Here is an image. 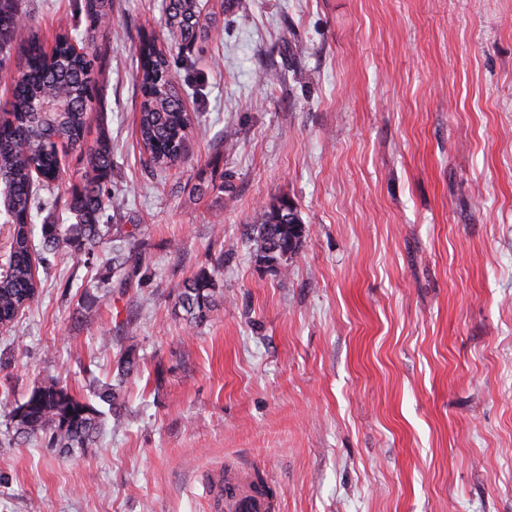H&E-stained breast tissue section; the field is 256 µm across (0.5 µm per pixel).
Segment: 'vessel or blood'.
<instances>
[{
  "instance_id": "vessel-or-blood-1",
  "label": "vessel or blood",
  "mask_w": 512,
  "mask_h": 512,
  "mask_svg": "<svg viewBox=\"0 0 512 512\" xmlns=\"http://www.w3.org/2000/svg\"><path fill=\"white\" fill-rule=\"evenodd\" d=\"M209 512H279L277 493L255 488L240 475H224L215 471L204 484Z\"/></svg>"
}]
</instances>
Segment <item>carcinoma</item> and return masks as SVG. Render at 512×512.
I'll return each instance as SVG.
<instances>
[{
  "label": "carcinoma",
  "mask_w": 512,
  "mask_h": 512,
  "mask_svg": "<svg viewBox=\"0 0 512 512\" xmlns=\"http://www.w3.org/2000/svg\"><path fill=\"white\" fill-rule=\"evenodd\" d=\"M84 11L87 28L81 41L88 46L109 19L112 0H84ZM164 29L179 52L190 57L195 39L204 31L199 0L165 3ZM74 40L71 32H59L55 57L48 59L15 0H0V57L9 59L18 42L24 56L21 80L0 103V215L11 224L8 268L0 269V323H12L36 301L41 288L37 265L48 267L52 257L81 258L98 250L115 274L122 273L128 262L125 246L112 243L107 214L112 208L111 140L102 137L87 146L84 139L87 112L101 105L94 94L95 59L90 53L71 55ZM138 74L137 133L150 163L166 168L184 156L192 119L180 102L169 61L152 41L139 46ZM61 144L83 150L86 160L81 186L67 193L59 187ZM290 210L294 207L288 200L273 201L252 225L260 260L272 271L299 251L305 237V224L297 214L288 219ZM37 218L42 219L39 225ZM37 229L40 244L36 246ZM220 296L214 274L202 269L178 289L175 305L184 311L187 323L198 326L208 319ZM138 360L136 349H126L118 359L119 378L133 372ZM93 395L111 411L120 406L121 384L107 382ZM10 418L18 434L67 453L95 442L102 412L85 397L47 380L12 407Z\"/></svg>",
  "instance_id": "cac0c4a2"
}]
</instances>
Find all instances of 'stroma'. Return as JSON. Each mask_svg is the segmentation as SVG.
I'll return each mask as SVG.
<instances>
[{"instance_id":"35a3bbf8","label":"stroma","mask_w":512,"mask_h":512,"mask_svg":"<svg viewBox=\"0 0 512 512\" xmlns=\"http://www.w3.org/2000/svg\"><path fill=\"white\" fill-rule=\"evenodd\" d=\"M161 3L112 0L92 46L131 284L99 298L100 258L61 257L0 331V403L118 378L122 405L71 453L0 410V512H208L230 466L281 512H512V0H200L190 68ZM17 6L46 50L86 26L84 0ZM144 39L195 118L163 170L136 138ZM280 198L308 228L284 277L252 235ZM203 268L223 298L192 327L175 294Z\"/></svg>"}]
</instances>
